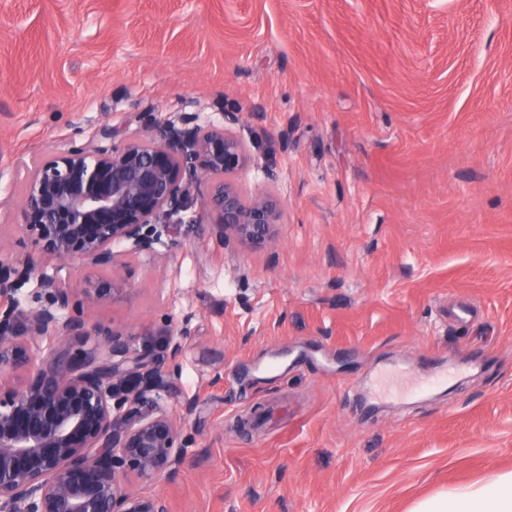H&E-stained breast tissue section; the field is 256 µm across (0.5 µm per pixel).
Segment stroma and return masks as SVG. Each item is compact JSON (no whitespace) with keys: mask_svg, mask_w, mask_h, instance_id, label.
<instances>
[{"mask_svg":"<svg viewBox=\"0 0 512 512\" xmlns=\"http://www.w3.org/2000/svg\"><path fill=\"white\" fill-rule=\"evenodd\" d=\"M179 116L262 141L277 180H233L282 216L260 246L205 209L119 269L47 262L120 276L86 313L149 347L190 328L160 401L187 463L127 490L412 512L512 471V0H0V262L35 164Z\"/></svg>","mask_w":512,"mask_h":512,"instance_id":"1","label":"stroma"}]
</instances>
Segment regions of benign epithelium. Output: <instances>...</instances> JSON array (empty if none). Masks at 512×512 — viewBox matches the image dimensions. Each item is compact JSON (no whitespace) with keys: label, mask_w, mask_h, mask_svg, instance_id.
<instances>
[{"label":"benign epithelium","mask_w":512,"mask_h":512,"mask_svg":"<svg viewBox=\"0 0 512 512\" xmlns=\"http://www.w3.org/2000/svg\"><path fill=\"white\" fill-rule=\"evenodd\" d=\"M250 154L223 128L167 121L151 141L123 140L109 148L73 146L30 176L20 223L31 249L0 263V512H166L158 498L124 491L128 477L155 479L183 467V428L159 404L155 378L175 374L188 322L169 328L160 349L91 322L71 284L40 272L42 262L86 261L117 268V243L150 252L161 237L201 224L194 187L217 176L206 207L217 212L219 236L262 241L278 223L279 204L266 195L243 204L225 176L261 156L269 180L276 164L262 144ZM44 304L24 310L19 290L31 280ZM125 288L116 275L83 288L100 304ZM52 335L46 353L28 338ZM95 336L98 347L73 363L70 336ZM26 372L24 385L3 382Z\"/></svg>","instance_id":"obj_1"}]
</instances>
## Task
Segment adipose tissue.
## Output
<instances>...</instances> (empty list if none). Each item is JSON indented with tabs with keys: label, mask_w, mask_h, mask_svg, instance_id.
Returning <instances> with one entry per match:
<instances>
[{
	"label": "adipose tissue",
	"mask_w": 512,
	"mask_h": 512,
	"mask_svg": "<svg viewBox=\"0 0 512 512\" xmlns=\"http://www.w3.org/2000/svg\"><path fill=\"white\" fill-rule=\"evenodd\" d=\"M413 512H512V472L424 500Z\"/></svg>",
	"instance_id": "ef3b65f1"
}]
</instances>
